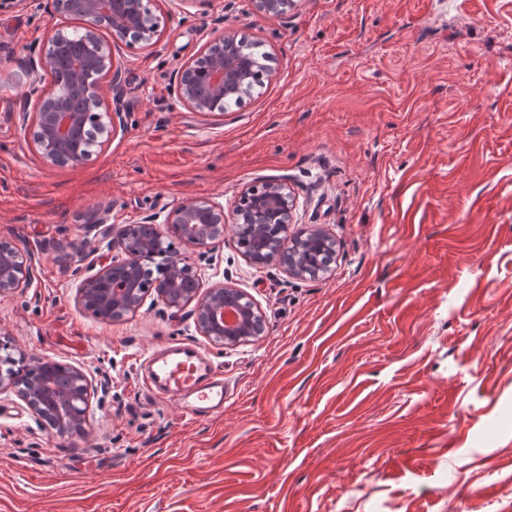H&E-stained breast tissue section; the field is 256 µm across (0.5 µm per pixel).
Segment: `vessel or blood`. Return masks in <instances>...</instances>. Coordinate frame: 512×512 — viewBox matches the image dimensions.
Returning <instances> with one entry per match:
<instances>
[{
	"label": "vessel or blood",
	"instance_id": "b4317fda",
	"mask_svg": "<svg viewBox=\"0 0 512 512\" xmlns=\"http://www.w3.org/2000/svg\"><path fill=\"white\" fill-rule=\"evenodd\" d=\"M147 389L175 401L189 412L205 416L224 408V380L202 348L176 343L147 357Z\"/></svg>",
	"mask_w": 512,
	"mask_h": 512
}]
</instances>
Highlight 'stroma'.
Listing matches in <instances>:
<instances>
[{
    "mask_svg": "<svg viewBox=\"0 0 512 512\" xmlns=\"http://www.w3.org/2000/svg\"><path fill=\"white\" fill-rule=\"evenodd\" d=\"M153 0L149 43L102 37L125 75L123 130L77 166L44 163L18 113L46 0H0V239L33 254L0 298V344L90 370L108 389L81 435L0 398V512H512V0ZM270 57L224 114L183 108L173 76L224 29ZM286 182L289 233L336 240L317 278L255 266L233 233L189 250L261 308L224 349L191 307L148 295L117 322L76 302L58 245L197 198ZM205 346L223 413L155 397L143 360Z\"/></svg>",
    "mask_w": 512,
    "mask_h": 512,
    "instance_id": "stroma-1",
    "label": "stroma"
}]
</instances>
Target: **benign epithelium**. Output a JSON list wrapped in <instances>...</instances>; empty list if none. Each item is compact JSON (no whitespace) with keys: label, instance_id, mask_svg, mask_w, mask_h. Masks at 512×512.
<instances>
[{"label":"benign epithelium","instance_id":"1","mask_svg":"<svg viewBox=\"0 0 512 512\" xmlns=\"http://www.w3.org/2000/svg\"><path fill=\"white\" fill-rule=\"evenodd\" d=\"M255 10L279 15L288 0H252ZM81 13L83 33L72 36L55 28L44 40L30 71L54 73L59 66L62 44L77 41L82 47L68 81L53 79L44 84L30 83L26 103H34L32 119L37 131L34 139L42 160L51 165H79L91 154L92 147L110 141L122 127V74L114 67L111 50L101 39L102 29L122 38L151 42L158 32V21L144 0H49V12L64 17ZM237 34L231 29L215 35L201 52L184 63L175 74L173 85L178 102L194 112H224L226 98L246 77V69L236 54ZM242 205L233 209V217L224 213V205L212 200H192L170 209L163 220L164 231L156 219L146 218L131 224L105 225L100 243L105 252L99 269L84 277L77 286L76 301L87 312L111 322L122 320L138 310L147 294L138 291L142 274L150 268L163 238L174 236L193 249L208 248L224 238L227 230L239 234L245 224H270L275 233L263 242L257 254L245 258L254 264L276 262L295 277H307V269L288 240V226L293 223L297 199L280 179L250 185L239 195ZM168 273L155 279L151 287L168 307L181 309L193 305L196 332L221 347L237 346L249 331L261 336L266 331L264 315L254 299L244 290L216 282L205 285V273L183 253L173 251ZM32 283V255L7 240H0V297L28 288ZM11 354L0 355V395L14 393L32 415L43 421L49 416L56 433L74 432L75 419L85 426L90 421L92 398L97 392L93 374L71 367L60 375H44L35 381L16 373Z\"/></svg>","mask_w":512,"mask_h":512}]
</instances>
